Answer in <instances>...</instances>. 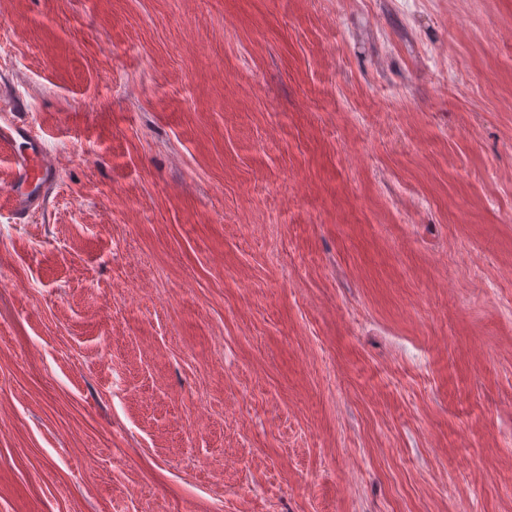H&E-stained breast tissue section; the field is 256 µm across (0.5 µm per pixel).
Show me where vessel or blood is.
Returning a JSON list of instances; mask_svg holds the SVG:
<instances>
[{"instance_id": "b4317fda", "label": "vessel or blood", "mask_w": 512, "mask_h": 512, "mask_svg": "<svg viewBox=\"0 0 512 512\" xmlns=\"http://www.w3.org/2000/svg\"><path fill=\"white\" fill-rule=\"evenodd\" d=\"M0 152L12 155L14 172L9 195L17 215H27L42 202L41 191L55 180L56 170L42 144L30 134L29 125L15 118L0 125Z\"/></svg>"}]
</instances>
